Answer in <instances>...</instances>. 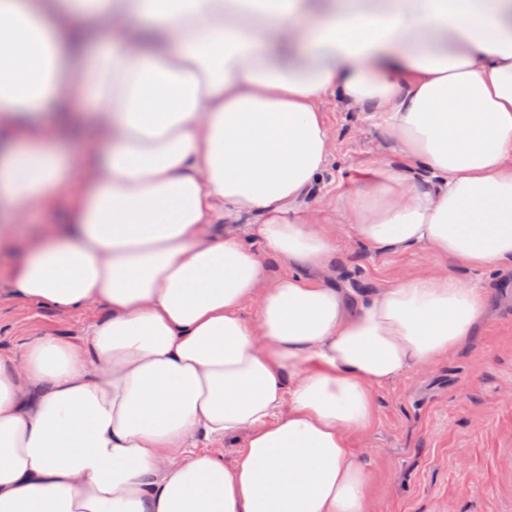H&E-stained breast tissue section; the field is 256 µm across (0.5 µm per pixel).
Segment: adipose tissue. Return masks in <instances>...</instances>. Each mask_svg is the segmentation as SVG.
<instances>
[{"label":"adipose tissue","mask_w":512,"mask_h":512,"mask_svg":"<svg viewBox=\"0 0 512 512\" xmlns=\"http://www.w3.org/2000/svg\"><path fill=\"white\" fill-rule=\"evenodd\" d=\"M331 95L411 165L339 198L354 235L449 268L326 284L291 214ZM62 194L12 291L107 313L0 355V512H366L375 388L473 340L451 266L512 267V0H0V239ZM257 210L283 275L213 232ZM192 442L195 444L196 448L199 451H216L221 457L224 459L225 464H231L237 454L238 448H235L236 445L231 441H223L221 443H210L205 440V438L201 435L193 438Z\"/></svg>","instance_id":"adipose-tissue-1"}]
</instances>
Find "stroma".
<instances>
[{"instance_id":"1","label":"stroma","mask_w":512,"mask_h":512,"mask_svg":"<svg viewBox=\"0 0 512 512\" xmlns=\"http://www.w3.org/2000/svg\"><path fill=\"white\" fill-rule=\"evenodd\" d=\"M333 151L320 180L304 194L298 217L332 230L336 256L328 281L372 290L422 274L440 261L426 250H372L344 227L338 196L375 179L383 164L405 163L375 121L346 111L335 97L321 104ZM12 251L0 248V352L20 355L28 336L73 338L105 313L16 298L8 269ZM483 288L479 332L431 366L376 389L378 412L354 446L375 475L368 512H512V268H457Z\"/></svg>"}]
</instances>
